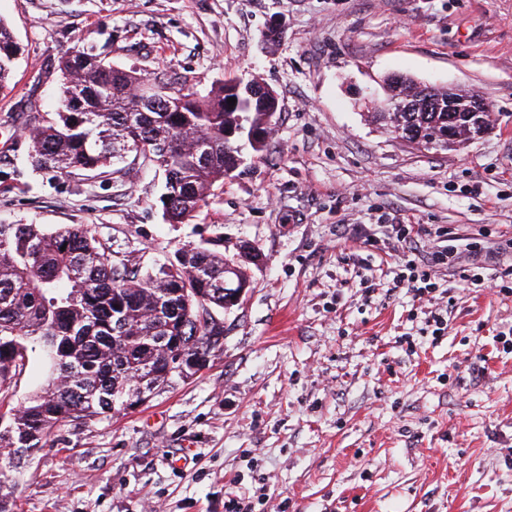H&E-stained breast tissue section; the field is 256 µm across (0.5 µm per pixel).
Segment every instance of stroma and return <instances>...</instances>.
<instances>
[{"mask_svg": "<svg viewBox=\"0 0 512 512\" xmlns=\"http://www.w3.org/2000/svg\"><path fill=\"white\" fill-rule=\"evenodd\" d=\"M22 44L0 90V224H85L111 259L146 268L215 236L261 255L221 312L224 350L145 405L53 430L22 468L0 459L16 512H512V0H0ZM277 22L276 41L267 38ZM96 47L116 65L206 94L258 78L278 100L259 153L181 224L164 177L128 155L106 171L36 169L25 130L56 111L58 61ZM479 95L492 131L446 151L369 119L383 80ZM422 224L448 333L388 291L407 247L351 255L345 227ZM377 289L365 298L359 282Z\"/></svg>", "mask_w": 512, "mask_h": 512, "instance_id": "stroma-1", "label": "stroma"}]
</instances>
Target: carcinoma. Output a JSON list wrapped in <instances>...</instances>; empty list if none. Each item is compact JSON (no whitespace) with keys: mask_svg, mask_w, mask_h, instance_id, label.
Instances as JSON below:
<instances>
[{"mask_svg":"<svg viewBox=\"0 0 512 512\" xmlns=\"http://www.w3.org/2000/svg\"><path fill=\"white\" fill-rule=\"evenodd\" d=\"M23 54L0 21V88ZM59 109L27 130L35 167L61 174L108 168L139 153L165 174L163 216L179 224L206 205L234 166L238 146L224 127L264 131L263 108L246 90L221 83L205 96L169 89L100 55L77 50L59 60ZM236 99L229 106L228 98ZM445 95L411 100L407 123L434 148H448ZM224 253L184 245L159 270L116 262L85 224L53 231L0 224V447L15 467L48 446L55 428L112 416L183 379L175 352L211 358L223 351L208 318L224 308ZM49 369L46 383L12 406L10 389L29 353Z\"/></svg>","mask_w":512,"mask_h":512,"instance_id":"cac0c4a2","label":"carcinoma"}]
</instances>
